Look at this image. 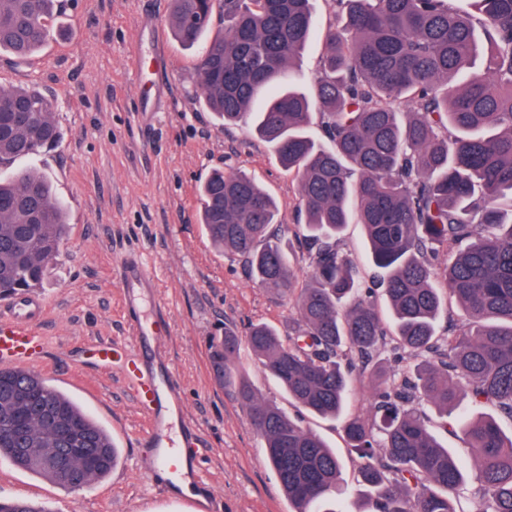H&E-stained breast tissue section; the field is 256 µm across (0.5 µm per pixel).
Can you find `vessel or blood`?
Here are the masks:
<instances>
[{"label":"vessel or blood","mask_w":512,"mask_h":512,"mask_svg":"<svg viewBox=\"0 0 512 512\" xmlns=\"http://www.w3.org/2000/svg\"><path fill=\"white\" fill-rule=\"evenodd\" d=\"M119 278L132 305L152 296L156 285L140 263L126 258L119 270ZM45 309L44 299L36 293H24L0 301V366L25 369L39 357L44 340L36 329ZM133 334L143 350L136 356L121 342H102L95 348L101 362H125L128 375L135 383L136 395L150 415L151 426L145 435V444L154 451L139 472L146 478L167 475L179 479L184 475L185 450L194 448V437H186L181 448L171 447L168 437L169 421L176 395L174 380L164 365L159 350L165 340L161 315L150 317L132 314Z\"/></svg>","instance_id":"vessel-or-blood-1"}]
</instances>
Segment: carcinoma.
I'll use <instances>...</instances> for the list:
<instances>
[{"instance_id":"obj_1","label":"carcinoma","mask_w":512,"mask_h":512,"mask_svg":"<svg viewBox=\"0 0 512 512\" xmlns=\"http://www.w3.org/2000/svg\"><path fill=\"white\" fill-rule=\"evenodd\" d=\"M310 2L171 0V27L183 45L201 46L205 109L226 124L252 116L255 132L298 177L311 284L293 288L288 251L273 230L280 209L248 176L212 172L199 189L200 221L260 285L296 293L288 335L258 324L247 344L297 407L340 418L353 373L369 379L371 416L343 425L362 459L356 482L369 512H466L458 503L470 490L468 472L434 434L427 408L445 429L463 396L512 420V209L498 206L512 195V0H475L473 14L454 0H336L345 16L323 33L314 95L290 85L249 112L313 36ZM54 4L0 0V51L21 59L44 46ZM216 20L224 27L208 39ZM403 100L412 104L407 112L398 109ZM315 116L324 144L310 133ZM61 137L38 90L0 87L1 168L40 156ZM353 219L365 226L378 290L364 287L339 248ZM69 231L45 175H0V298L40 287ZM436 244L448 250V293L465 316L463 329L443 338L435 331L447 300L433 286ZM387 338L393 366H370ZM238 350L235 333L224 332L212 365L260 434L291 512H336L342 462L319 435L258 397L234 366ZM22 392L32 403L15 426ZM58 418L98 458L95 466L71 460L82 486L110 474L119 452L104 427L40 375L0 367V457L73 491L54 465L64 447ZM456 426L475 471L474 512H512V436L488 416ZM0 512L48 510L18 499L0 500Z\"/></svg>"}]
</instances>
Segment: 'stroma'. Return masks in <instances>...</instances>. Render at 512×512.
<instances>
[{
    "label": "stroma",
    "mask_w": 512,
    "mask_h": 512,
    "mask_svg": "<svg viewBox=\"0 0 512 512\" xmlns=\"http://www.w3.org/2000/svg\"><path fill=\"white\" fill-rule=\"evenodd\" d=\"M316 31L295 61L291 81L312 91L321 74L322 34L339 21L335 0H312ZM171 0H62L52 38L20 60L0 53V87L42 90L63 132L60 144L21 168L45 173L67 206L69 237L40 290L46 308L37 330L45 351L33 372L77 399L121 450L110 475L70 492L0 461V498L27 499L48 512H207L198 499L143 479L148 414L121 364L97 365L88 346L134 345L119 265L138 256L157 283L141 313L167 319L163 351L179 386L187 423L199 434L201 488L221 512H290L261 440L231 389L210 363L213 338L246 334L265 323L287 334L296 312L289 298L254 283L231 252L217 251L199 219V186L215 169L255 179L279 204L297 287L310 267L294 234L299 181L250 122L225 126L201 105L196 59L170 31ZM235 366L260 397L335 449L347 490L339 512H363L354 481L361 464L341 420L299 411L264 371L247 343Z\"/></svg>",
    "instance_id": "obj_1"
}]
</instances>
